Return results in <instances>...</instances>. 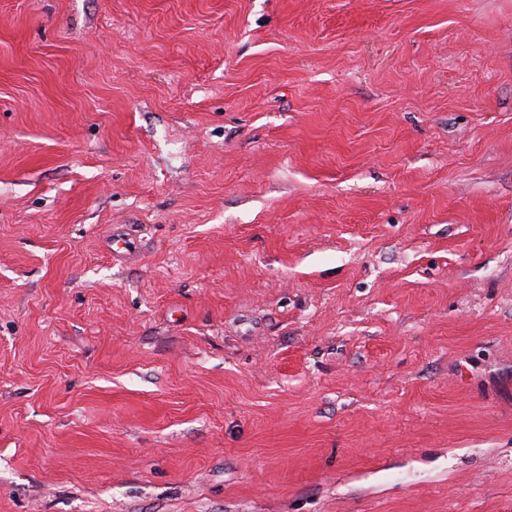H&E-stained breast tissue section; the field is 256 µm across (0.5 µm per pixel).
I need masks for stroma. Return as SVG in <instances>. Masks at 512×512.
<instances>
[{
    "instance_id": "obj_1",
    "label": "stroma",
    "mask_w": 512,
    "mask_h": 512,
    "mask_svg": "<svg viewBox=\"0 0 512 512\" xmlns=\"http://www.w3.org/2000/svg\"><path fill=\"white\" fill-rule=\"evenodd\" d=\"M0 512H512V0H0Z\"/></svg>"
}]
</instances>
